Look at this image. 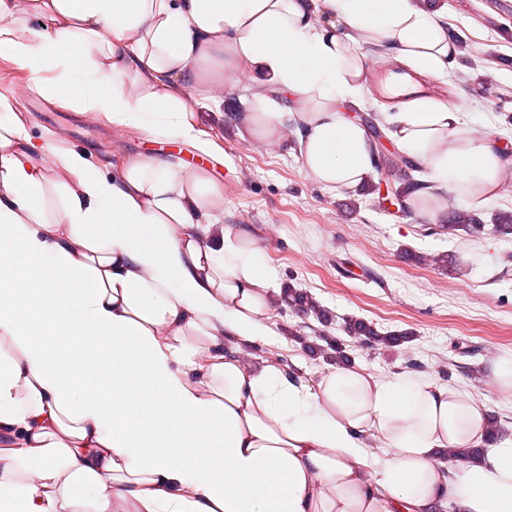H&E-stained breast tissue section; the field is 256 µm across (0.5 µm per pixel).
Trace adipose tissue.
Masks as SVG:
<instances>
[{
    "label": "adipose tissue",
    "mask_w": 512,
    "mask_h": 512,
    "mask_svg": "<svg viewBox=\"0 0 512 512\" xmlns=\"http://www.w3.org/2000/svg\"><path fill=\"white\" fill-rule=\"evenodd\" d=\"M0 0V57L43 95L146 136L212 146L198 100L240 75L264 90L239 121L267 143L294 123L304 173L349 189L374 171L346 105L366 58L341 35L442 76L448 30L415 0ZM383 115L423 171L410 205L433 224L446 197L499 196L512 151L431 99ZM224 189L142 155L115 175L27 136L0 98V512H512V439L482 445L488 415L418 375L339 366L315 385L253 369L225 336L268 333L276 278L246 233L211 239ZM380 437L384 457L365 439Z\"/></svg>",
    "instance_id": "ef3b65f1"
}]
</instances>
